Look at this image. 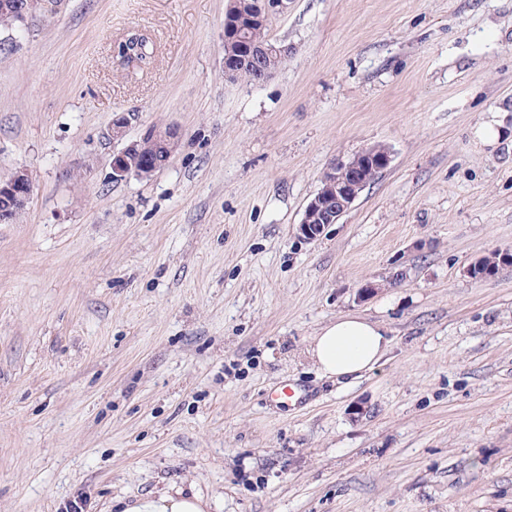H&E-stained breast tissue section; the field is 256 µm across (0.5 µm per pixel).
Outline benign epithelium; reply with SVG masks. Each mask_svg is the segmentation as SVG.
<instances>
[{
  "instance_id": "7a95c632",
  "label": "benign epithelium",
  "mask_w": 512,
  "mask_h": 512,
  "mask_svg": "<svg viewBox=\"0 0 512 512\" xmlns=\"http://www.w3.org/2000/svg\"><path fill=\"white\" fill-rule=\"evenodd\" d=\"M289 0H228L224 11V80L239 82L240 73L259 61L283 60L290 50L269 38L252 35L251 25L288 10ZM181 138L180 129L173 125L152 126L137 140L128 144L112 159V178L121 181L130 175L148 178L160 170L157 161L143 155L144 146L162 148L170 159ZM390 163L389 152L383 147L365 149L348 159L331 162L320 177V188L307 203L298 232L309 240L317 239L325 227L335 224L352 206L371 175L384 170ZM33 186L28 173L18 170L0 182V196L10 199L11 209L0 211V223L10 221L28 203Z\"/></svg>"
}]
</instances>
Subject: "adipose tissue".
<instances>
[{"mask_svg": "<svg viewBox=\"0 0 512 512\" xmlns=\"http://www.w3.org/2000/svg\"><path fill=\"white\" fill-rule=\"evenodd\" d=\"M388 345L381 325L351 314L337 318L313 336L311 354L323 376L352 379L372 370ZM206 508L207 503L200 495L173 487L139 499L125 512H206Z\"/></svg>", "mask_w": 512, "mask_h": 512, "instance_id": "adipose-tissue-1", "label": "adipose tissue"}]
</instances>
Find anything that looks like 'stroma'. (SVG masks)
Masks as SVG:
<instances>
[{
	"mask_svg": "<svg viewBox=\"0 0 512 512\" xmlns=\"http://www.w3.org/2000/svg\"><path fill=\"white\" fill-rule=\"evenodd\" d=\"M225 5L0 25V180L33 185L0 223V512L172 486L207 512H512V262L470 273L512 255V0H291L260 85L224 80ZM133 32L149 68L117 57ZM118 114L125 141L180 128L152 177L113 181ZM375 146L389 166L301 237L324 169ZM350 313L390 345L339 382L309 349Z\"/></svg>",
	"mask_w": 512,
	"mask_h": 512,
	"instance_id": "35a3bbf8",
	"label": "stroma"
}]
</instances>
